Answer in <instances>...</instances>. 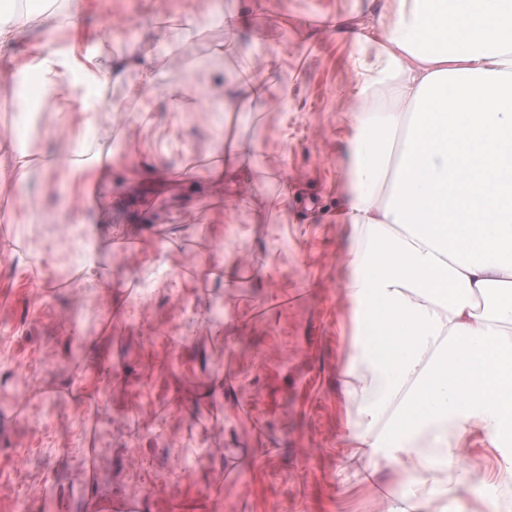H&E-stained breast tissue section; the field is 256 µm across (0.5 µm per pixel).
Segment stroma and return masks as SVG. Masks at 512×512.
Returning <instances> with one entry per match:
<instances>
[{
    "instance_id": "1",
    "label": "stroma",
    "mask_w": 512,
    "mask_h": 512,
    "mask_svg": "<svg viewBox=\"0 0 512 512\" xmlns=\"http://www.w3.org/2000/svg\"><path fill=\"white\" fill-rule=\"evenodd\" d=\"M215 0H92L80 33L110 32L115 56L155 46L159 14L211 9ZM253 14L257 31L223 24L182 36L167 80L190 79L213 48L283 53L271 96L293 85L295 111L277 104L222 117L168 120L160 89L150 113L109 80L112 138L86 156L112 158L111 219L87 208L64 223L82 186L33 165L15 181L0 160V512H98L136 499L138 512H380L388 494L343 458L341 275L348 248L336 222V159L344 121L336 90L348 45L322 26L354 0H222ZM257 139L260 182L245 202L189 191L182 169L219 152L224 136ZM168 184L135 191L142 143ZM314 210L283 202L282 181ZM131 234L109 235V222ZM89 246L86 273L76 254ZM278 269L268 273L270 255ZM231 280L208 277L235 262ZM124 296L114 311L108 293ZM137 447V456L127 453ZM206 454L177 480L176 449Z\"/></svg>"
}]
</instances>
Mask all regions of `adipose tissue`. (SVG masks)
<instances>
[{"mask_svg": "<svg viewBox=\"0 0 512 512\" xmlns=\"http://www.w3.org/2000/svg\"><path fill=\"white\" fill-rule=\"evenodd\" d=\"M84 6L0 0V49L48 25L15 69L36 75L44 109L67 104L75 130L106 138L112 57L79 38ZM343 27L346 456L389 482L383 512H448L475 484L474 512H493L512 484V0H357ZM266 69L242 55L235 95L214 84L210 109L267 103ZM257 150L226 138L205 186L242 198ZM474 448L493 454V478Z\"/></svg>", "mask_w": 512, "mask_h": 512, "instance_id": "ef3b65f1", "label": "adipose tissue"}]
</instances>
